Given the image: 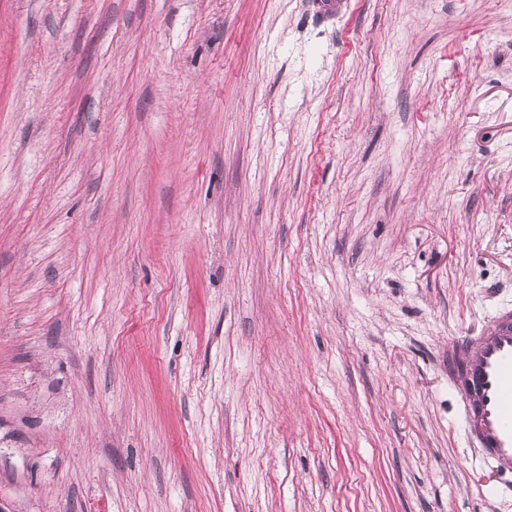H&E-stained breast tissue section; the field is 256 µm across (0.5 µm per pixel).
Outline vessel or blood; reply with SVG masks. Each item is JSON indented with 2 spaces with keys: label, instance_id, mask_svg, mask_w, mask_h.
Segmentation results:
<instances>
[{
  "label": "vessel or blood",
  "instance_id": "obj_1",
  "mask_svg": "<svg viewBox=\"0 0 512 512\" xmlns=\"http://www.w3.org/2000/svg\"><path fill=\"white\" fill-rule=\"evenodd\" d=\"M453 360L468 440L504 475H512V314L501 313L483 336L462 340Z\"/></svg>",
  "mask_w": 512,
  "mask_h": 512
}]
</instances>
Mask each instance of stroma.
<instances>
[{"label": "stroma", "mask_w": 512, "mask_h": 512, "mask_svg": "<svg viewBox=\"0 0 512 512\" xmlns=\"http://www.w3.org/2000/svg\"><path fill=\"white\" fill-rule=\"evenodd\" d=\"M505 308L512 0H0V512H512ZM453 361L468 440L498 472L512 475V314L497 316L483 336L464 338Z\"/></svg>", "instance_id": "obj_1"}]
</instances>
